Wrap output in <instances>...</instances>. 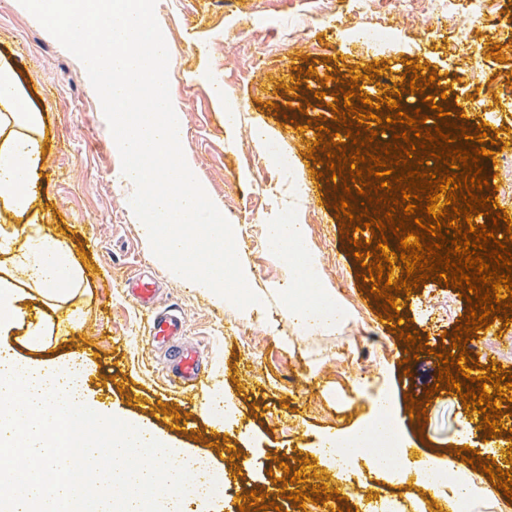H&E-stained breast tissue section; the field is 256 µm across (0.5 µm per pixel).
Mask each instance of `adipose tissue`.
Here are the masks:
<instances>
[{
	"mask_svg": "<svg viewBox=\"0 0 512 512\" xmlns=\"http://www.w3.org/2000/svg\"><path fill=\"white\" fill-rule=\"evenodd\" d=\"M42 160L40 115L25 103L13 69L0 64V207L16 215L30 211L35 196L33 176ZM0 257L7 261L15 278L52 303L66 298L79 277L72 253L59 236L31 231L23 225L0 233ZM392 404L391 394H378L377 414L329 437L318 448V455L338 470L351 468L357 458H364L369 473L385 475L395 483L411 479L423 485L438 470L451 468L455 474L446 487L449 504L478 505L494 498L496 487L473 472L455 469L453 461L428 457L413 460L408 453L390 447L393 431L379 412Z\"/></svg>",
	"mask_w": 512,
	"mask_h": 512,
	"instance_id": "ef3b65f1",
	"label": "adipose tissue"
}]
</instances>
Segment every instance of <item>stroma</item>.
Here are the masks:
<instances>
[{"mask_svg":"<svg viewBox=\"0 0 512 512\" xmlns=\"http://www.w3.org/2000/svg\"><path fill=\"white\" fill-rule=\"evenodd\" d=\"M466 0L447 9L422 0L407 14L397 0H156L155 17L171 46L170 94L182 126L184 155L195 166L209 197L221 205L236 229L240 264L257 295L250 308L216 301L207 289L173 273L151 250L132 196L118 175L121 160L100 101L83 64L64 49L19 0H0V63L12 67L31 107L44 116V163L34 175L38 191L24 216L0 208L1 224H36L66 241L83 267L69 298L82 313L75 328L83 345L34 348L25 323L8 341L33 364L80 358L87 401L126 419H148L154 398L178 404L162 359L142 338L145 312L125 294L122 282L134 271H151L166 291L163 303L185 314L187 334L204 349L210 373L190 427H155L175 447L205 456L211 469L226 473L224 498L189 503L190 512H240L243 495L267 494L282 512H302L282 493L277 478L284 466L316 472L335 489L334 469L309 455L321 436L346 431L373 414L378 393L393 392L395 415L405 417L401 434L410 455L447 458L473 444L480 456L506 457L512 446L501 438L483 440L469 427L459 394L435 393L426 422L411 419L409 399L421 400L436 385L443 332L458 326L466 300L456 290L429 280L400 309L410 330L426 337L428 352L405 358V345L390 322L380 320L377 304L360 273L350 239L369 241V229L353 238L341 235L332 206V183L319 178L322 164L305 157L304 136L330 108L300 114L294 98L275 90L288 80L289 67L314 69L301 77L309 86L332 92L341 66L380 63L404 70L407 61L437 72L436 90L451 102L467 99L466 120L512 134V61L493 59L490 50L503 32H512V0H487L482 18L465 10ZM298 35L287 40L281 23ZM376 24L390 27L392 42L374 50L361 39H340L341 31ZM467 33L464 52L455 49ZM293 155L292 174L280 172L271 155ZM300 224L313 239V275L319 287L336 296L350 315L331 330L302 331L286 310L283 289L289 271L282 255L262 247L273 224ZM377 330L382 343L365 339ZM235 414L218 422L226 395ZM362 512H380L390 500L422 501L413 482L372 478Z\"/></svg>","mask_w":512,"mask_h":512,"instance_id":"stroma-1","label":"stroma"}]
</instances>
